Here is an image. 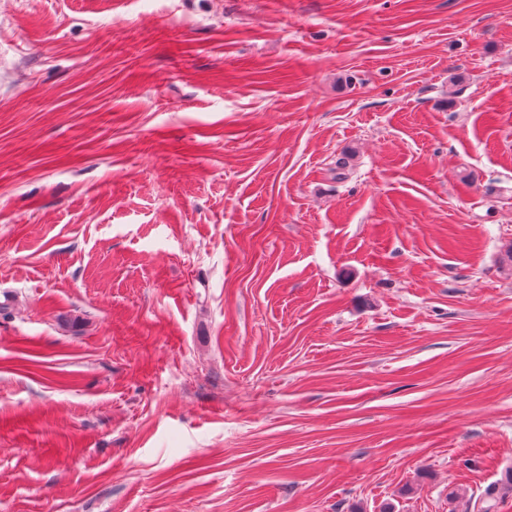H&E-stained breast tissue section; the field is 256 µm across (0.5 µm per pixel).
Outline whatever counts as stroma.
Instances as JSON below:
<instances>
[{
	"label": "stroma",
	"instance_id": "35a3bbf8",
	"mask_svg": "<svg viewBox=\"0 0 512 512\" xmlns=\"http://www.w3.org/2000/svg\"><path fill=\"white\" fill-rule=\"evenodd\" d=\"M511 469L512 0H0V512Z\"/></svg>",
	"mask_w": 512,
	"mask_h": 512
}]
</instances>
